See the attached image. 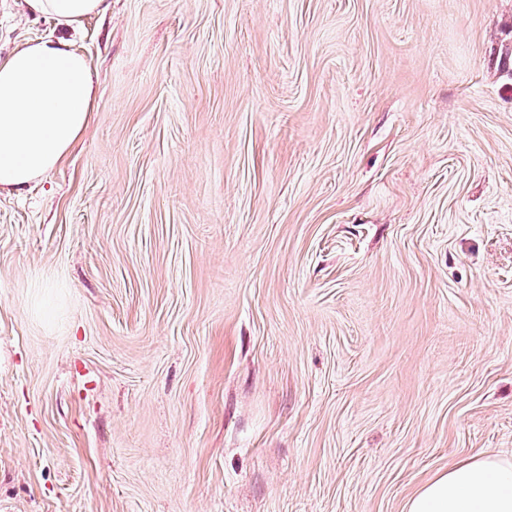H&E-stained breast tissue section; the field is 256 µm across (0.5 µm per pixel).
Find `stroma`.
I'll list each match as a JSON object with an SVG mask.
<instances>
[{
	"instance_id": "35a3bbf8",
	"label": "stroma",
	"mask_w": 512,
	"mask_h": 512,
	"mask_svg": "<svg viewBox=\"0 0 512 512\" xmlns=\"http://www.w3.org/2000/svg\"><path fill=\"white\" fill-rule=\"evenodd\" d=\"M0 0L91 123L0 192V512H405L512 461V0ZM107 0H25L29 12L48 16L58 24L76 27L83 18L107 9Z\"/></svg>"
}]
</instances>
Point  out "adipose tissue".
Segmentation results:
<instances>
[{
    "instance_id": "adipose-tissue-1",
    "label": "adipose tissue",
    "mask_w": 512,
    "mask_h": 512,
    "mask_svg": "<svg viewBox=\"0 0 512 512\" xmlns=\"http://www.w3.org/2000/svg\"><path fill=\"white\" fill-rule=\"evenodd\" d=\"M31 14L75 27L106 0H25ZM98 99L88 59L51 36L0 58V190L19 192L58 166L87 130ZM405 512H512V462L483 453L435 473Z\"/></svg>"
}]
</instances>
